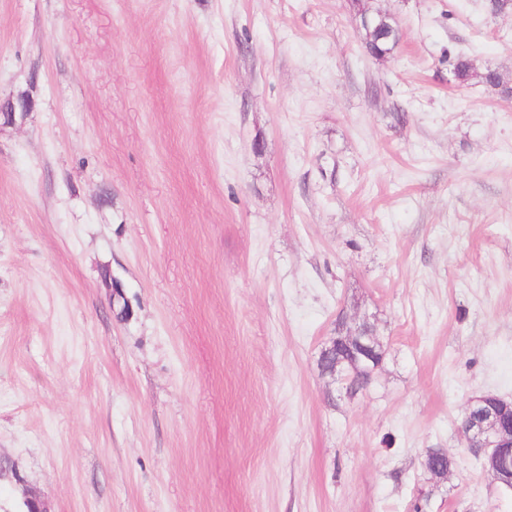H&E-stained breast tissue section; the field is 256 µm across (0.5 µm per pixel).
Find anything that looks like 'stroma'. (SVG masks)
I'll use <instances>...</instances> for the list:
<instances>
[{"instance_id":"1","label":"stroma","mask_w":512,"mask_h":512,"mask_svg":"<svg viewBox=\"0 0 512 512\" xmlns=\"http://www.w3.org/2000/svg\"><path fill=\"white\" fill-rule=\"evenodd\" d=\"M372 2L382 61L348 0H0V512H512L458 431L512 402V98L448 82L512 14ZM351 7L365 31V45L369 53L376 60L385 59L399 43L398 26L393 20L389 25L381 24L380 14L373 12L366 0H353ZM337 359L339 360V365L337 367L338 372L343 370L352 374L353 376L352 383L347 377H337V381L345 384L346 390H348L351 384H353L355 387L353 392L354 395L369 385L371 381L370 373L365 371L359 364L355 362L353 354L350 350L341 351L338 354Z\"/></svg>"}]
</instances>
